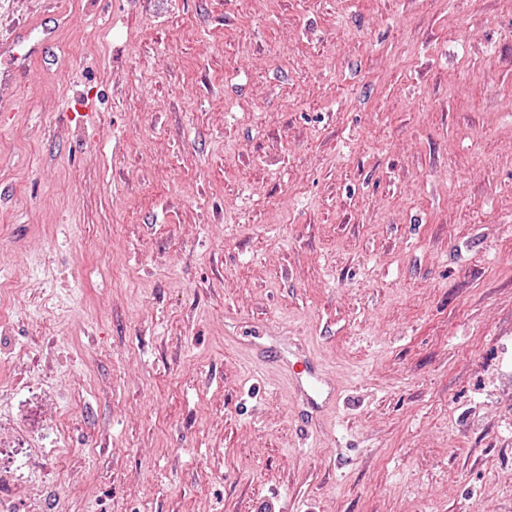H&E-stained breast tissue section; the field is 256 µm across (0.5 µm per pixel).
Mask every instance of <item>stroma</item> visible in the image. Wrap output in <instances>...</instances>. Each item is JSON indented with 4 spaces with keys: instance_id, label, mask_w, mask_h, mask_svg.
I'll list each match as a JSON object with an SVG mask.
<instances>
[{
    "instance_id": "stroma-1",
    "label": "stroma",
    "mask_w": 512,
    "mask_h": 512,
    "mask_svg": "<svg viewBox=\"0 0 512 512\" xmlns=\"http://www.w3.org/2000/svg\"><path fill=\"white\" fill-rule=\"evenodd\" d=\"M18 25L55 47L0 78L8 512H512V0ZM269 334L336 385L324 433Z\"/></svg>"
}]
</instances>
